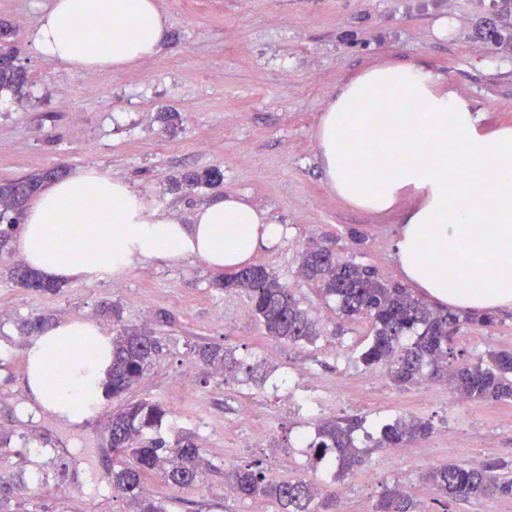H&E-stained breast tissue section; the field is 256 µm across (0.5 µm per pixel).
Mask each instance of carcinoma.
I'll list each match as a JSON object with an SVG mask.
<instances>
[{"label": "carcinoma", "mask_w": 512, "mask_h": 512, "mask_svg": "<svg viewBox=\"0 0 512 512\" xmlns=\"http://www.w3.org/2000/svg\"><path fill=\"white\" fill-rule=\"evenodd\" d=\"M14 31L0 24V91L27 98V77L15 64ZM64 175L61 167L24 178L0 182V251L19 228V216L43 186ZM224 174L217 168L196 170L173 182L175 188L211 187ZM300 273L334 299L346 318L364 317L371 324L370 341L361 353L363 364H382L397 385L443 380L460 396L473 403L512 401V352L489 351L459 361L455 333L463 325L494 322L489 314L438 310L414 296L409 289L381 280L372 268L353 260H341L325 243L311 242L301 253ZM9 276L23 288L55 294L63 288L56 282L34 276L24 264L9 269ZM229 293L245 294L266 335L292 344L313 343L321 336L311 311L263 265L245 266L217 280ZM160 351L158 340L144 332L122 328L112 337V361L102 385L105 397H119L137 383L154 365ZM205 362L224 367L226 354L218 346L199 351ZM166 411L159 405L140 401L120 406L109 421L112 451L124 457L112 469V490L134 501L136 512H167L160 501L142 496L143 482L156 470L168 483L179 487L200 484L202 448L189 435L167 440L161 432ZM363 428L360 418H323L308 444L314 459L340 478L364 462L355 434ZM432 425L419 417H400L380 427L379 448H404L425 438ZM441 497L466 501L473 497L512 493V460L476 465L472 462L442 464L423 475ZM229 489L239 497L265 496L274 499L283 512H339V498L313 490V481L299 478L272 482L251 467H239L224 475ZM371 512H418L413 499L399 486L385 489Z\"/></svg>", "instance_id": "obj_1"}]
</instances>
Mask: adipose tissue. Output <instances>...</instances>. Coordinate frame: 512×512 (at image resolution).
I'll return each mask as SVG.
<instances>
[{"instance_id":"adipose-tissue-1","label":"adipose tissue","mask_w":512,"mask_h":512,"mask_svg":"<svg viewBox=\"0 0 512 512\" xmlns=\"http://www.w3.org/2000/svg\"><path fill=\"white\" fill-rule=\"evenodd\" d=\"M89 27L112 35L91 45L81 36ZM29 37L51 63L121 70L159 53L168 20L157 0H50ZM352 133L375 151L348 153ZM316 143L328 189L348 204L384 213L413 198L394 243L408 282L473 313L512 308V127L488 130L447 75L384 61L337 88ZM287 235L245 196L216 198L184 221L154 211L127 181L82 168L38 195L14 247L44 278L91 283L152 258L234 270ZM111 355L112 338L96 322L59 321L28 350L30 391L48 412L78 419L98 398ZM62 365L72 375L59 386L52 376Z\"/></svg>"}]
</instances>
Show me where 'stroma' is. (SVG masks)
<instances>
[{"label":"stroma","mask_w":512,"mask_h":512,"mask_svg":"<svg viewBox=\"0 0 512 512\" xmlns=\"http://www.w3.org/2000/svg\"><path fill=\"white\" fill-rule=\"evenodd\" d=\"M40 0H0V23L15 27L16 63L28 76L29 96L0 93V181L58 165L93 167L126 180L152 208L189 218L213 196L247 195L290 233L260 252L257 263L276 272L317 318L315 343L292 345L267 337L240 293L216 288L205 262L152 259L119 277L68 283L51 295L20 287L8 269L16 251L0 254V512H134L113 495L107 477L113 454L109 416L120 404L147 400L169 413L167 438L192 435L202 446L205 482L183 488L152 475L145 492L167 512H281L261 496L237 498L224 485L227 471L250 465L274 480L310 478L341 495L343 512L373 504L386 486L400 484L424 512H512V495L444 502L422 475L432 466L473 459L512 460V402L457 406L447 384L407 389L382 369L365 368L359 353L369 341L364 319L341 318L299 273L310 238L331 241L341 258L372 266L384 279L404 282L393 246L406 198L376 214L352 207L325 184L316 129L337 87L362 69L390 60L447 74L457 93L483 111L487 128L512 126V46L487 52L476 31L498 19L493 0H159L169 39L159 55L119 71H71L37 55L28 32ZM458 23L454 39L434 37L440 16ZM181 113L170 131L157 113ZM217 168L213 187L175 190L174 178ZM363 236L355 243L351 232ZM81 318L107 332L139 328L162 350L143 379L121 399H104L81 419L60 418L28 394L26 354L33 339L21 321ZM223 346L222 371L203 363L200 347ZM456 349L473 357L512 351V311L491 327H463ZM192 376H184L185 364ZM304 366L300 382L292 370ZM247 404L259 410L244 418ZM364 418L363 466L334 479L313 463L305 444L324 417ZM428 420L432 433L396 453L377 448L380 424L397 417ZM265 431L266 444L251 439Z\"/></svg>","instance_id":"1"}]
</instances>
